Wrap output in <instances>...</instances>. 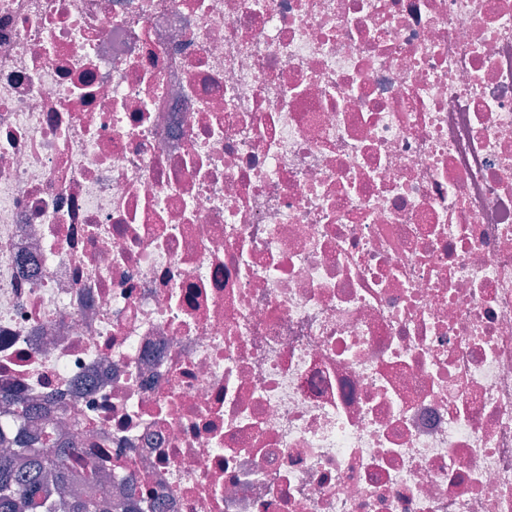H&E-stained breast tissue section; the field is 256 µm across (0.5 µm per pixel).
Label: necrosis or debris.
I'll return each mask as SVG.
<instances>
[{
	"label": "necrosis or debris",
	"instance_id": "4bbe7bcc",
	"mask_svg": "<svg viewBox=\"0 0 512 512\" xmlns=\"http://www.w3.org/2000/svg\"><path fill=\"white\" fill-rule=\"evenodd\" d=\"M0 390L112 512H512V0H0Z\"/></svg>",
	"mask_w": 512,
	"mask_h": 512
}]
</instances>
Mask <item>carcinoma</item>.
I'll list each match as a JSON object with an SVG mask.
<instances>
[{
    "mask_svg": "<svg viewBox=\"0 0 512 512\" xmlns=\"http://www.w3.org/2000/svg\"><path fill=\"white\" fill-rule=\"evenodd\" d=\"M72 448L23 444L0 454V512H43L44 492L52 485L68 490L67 512H112L92 488H68Z\"/></svg>",
    "mask_w": 512,
    "mask_h": 512,
    "instance_id": "carcinoma-1",
    "label": "carcinoma"
}]
</instances>
